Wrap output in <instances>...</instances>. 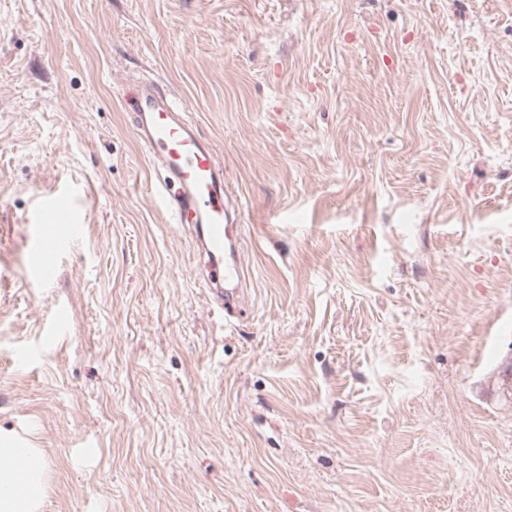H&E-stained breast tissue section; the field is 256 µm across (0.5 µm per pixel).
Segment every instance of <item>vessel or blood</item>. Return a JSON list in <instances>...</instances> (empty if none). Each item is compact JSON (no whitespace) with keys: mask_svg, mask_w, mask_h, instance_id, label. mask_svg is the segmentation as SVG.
<instances>
[{"mask_svg":"<svg viewBox=\"0 0 512 512\" xmlns=\"http://www.w3.org/2000/svg\"><path fill=\"white\" fill-rule=\"evenodd\" d=\"M124 100L133 132L155 171L153 189L173 223L187 229L198 247L201 285L225 315L245 317L235 231L241 211L229 199L223 163L189 118L186 105L156 81L135 83ZM36 222L78 230L77 204L45 197ZM67 246L64 238L36 237V277H45L52 259Z\"/></svg>","mask_w":512,"mask_h":512,"instance_id":"obj_1","label":"vessel or blood"}]
</instances>
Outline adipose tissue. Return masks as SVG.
<instances>
[{"label":"adipose tissue","instance_id":"1","mask_svg":"<svg viewBox=\"0 0 512 512\" xmlns=\"http://www.w3.org/2000/svg\"><path fill=\"white\" fill-rule=\"evenodd\" d=\"M40 456L34 443L17 431L0 429V512H43L41 492L47 482L45 467L18 465L20 453Z\"/></svg>","mask_w":512,"mask_h":512}]
</instances>
